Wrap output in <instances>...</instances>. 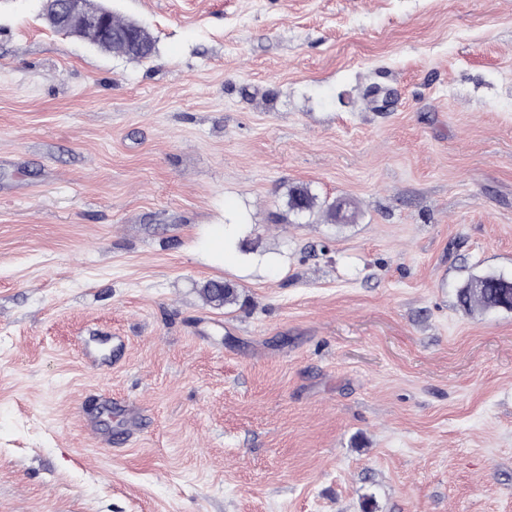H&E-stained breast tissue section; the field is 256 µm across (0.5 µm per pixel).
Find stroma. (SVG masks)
<instances>
[{
    "mask_svg": "<svg viewBox=\"0 0 512 512\" xmlns=\"http://www.w3.org/2000/svg\"><path fill=\"white\" fill-rule=\"evenodd\" d=\"M103 3L0 0V512H512V0ZM57 6L49 17V21L67 31L86 30L96 34L98 44L108 47L112 43V51L119 52L133 59H149L154 53L155 44L150 33L135 21L121 20L110 16L107 10L92 11L87 9L84 0H57ZM112 28L117 33H142L144 46L135 50L130 42L122 37L112 41ZM317 197L312 194H309L307 191H296L292 195L291 207L296 211H313L314 208L318 206ZM319 207L322 208L323 213L329 220H336L337 218V210L336 201L333 202H322L319 204ZM238 225L242 224H213L200 241L199 248L213 264L226 265L233 261L235 255L230 249V243ZM512 278L492 273L471 275L457 289L459 305L465 311L507 309ZM512 289V288H511Z\"/></svg>",
    "mask_w": 512,
    "mask_h": 512,
    "instance_id": "1",
    "label": "stroma"
}]
</instances>
